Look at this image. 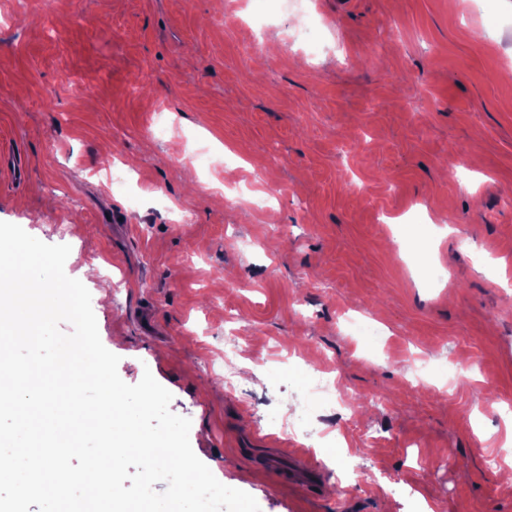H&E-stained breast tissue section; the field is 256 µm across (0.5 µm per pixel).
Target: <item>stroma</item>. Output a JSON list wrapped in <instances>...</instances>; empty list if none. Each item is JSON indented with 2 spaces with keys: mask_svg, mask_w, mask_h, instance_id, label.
<instances>
[{
  "mask_svg": "<svg viewBox=\"0 0 512 512\" xmlns=\"http://www.w3.org/2000/svg\"><path fill=\"white\" fill-rule=\"evenodd\" d=\"M487 1L303 0L314 48L259 0H0V221L70 246L120 378L151 372L260 512H512V0ZM311 364L353 403L351 490L264 425ZM292 461L296 463H294L293 467H290L286 458L274 460L270 464V469L279 475L283 483L298 485L309 490L312 484L308 480V474L314 468L312 462L306 458L290 460V462Z\"/></svg>",
  "mask_w": 512,
  "mask_h": 512,
  "instance_id": "35a3bbf8",
  "label": "stroma"
}]
</instances>
